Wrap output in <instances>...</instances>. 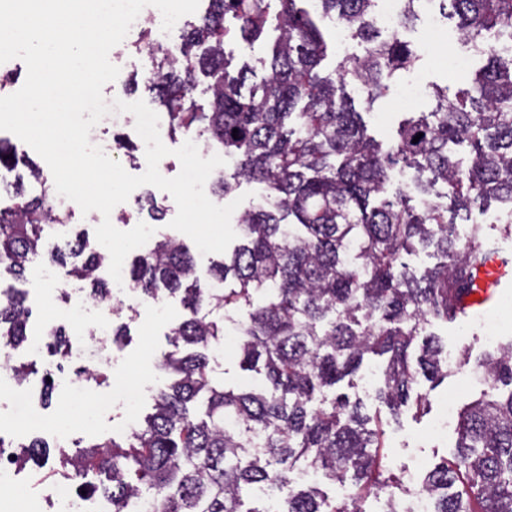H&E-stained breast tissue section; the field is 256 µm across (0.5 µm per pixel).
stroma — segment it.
<instances>
[{"label":"stroma","mask_w":512,"mask_h":512,"mask_svg":"<svg viewBox=\"0 0 512 512\" xmlns=\"http://www.w3.org/2000/svg\"><path fill=\"white\" fill-rule=\"evenodd\" d=\"M405 38L420 49L421 58L415 71L427 86L440 85L452 94L466 87L467 77L449 71L443 62L448 51L461 53L465 50L454 22H447L439 43L431 49L422 48L416 30L407 31ZM390 85L387 95L379 99L371 110L362 113L368 135L384 144L395 137L398 124L406 113L426 112L433 106V99L429 96L406 104L398 103L395 89L399 82L394 79ZM148 195L153 196L160 207L161 221H152L148 211L141 208V199ZM176 213V203L168 192L144 185L112 210L111 222L124 231L137 223L150 222L155 227L156 236L174 238L178 232L171 228L170 223ZM71 283V278L64 274L57 281H44L41 263H31L25 280L20 284L21 289L28 293V304L32 310L31 330H44V309L59 304L60 289ZM184 314L179 299L168 298L160 304L143 303L135 310L125 309L113 315L114 324H126L128 334L113 344L111 362L98 367L104 376L103 381L92 382L91 392L82 402H75L67 387L58 383L54 384L51 395H44L42 376L38 373L24 382L25 397L11 400L0 395V437L16 446L29 443L35 437L50 445L47 462L32 460L21 469L20 475L26 483L29 498L18 501L14 512H27L29 501L40 500L46 487L58 478L61 472L60 452L72 454L99 439L124 436L128 421L150 412L152 396L166 380L155 364L162 355L174 352L168 332ZM432 330L446 345L449 354L454 356L465 352L475 362L492 349L469 317L434 324ZM211 365L216 376L223 378L226 387L259 388L264 384L263 376L240 369L233 336H225L224 354L212 357ZM416 390L425 398L419 413H406L396 421L388 416L383 419V463L387 472L400 481L411 473L423 477L435 464L453 459L458 438L456 426H449L444 434L435 433L433 426L447 402L463 407L478 399L483 387L465 367L435 387L428 381H419ZM39 415L57 418L69 432V441H60L42 429L35 421Z\"/></svg>","instance_id":"stroma-1"}]
</instances>
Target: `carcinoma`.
<instances>
[{
  "mask_svg": "<svg viewBox=\"0 0 512 512\" xmlns=\"http://www.w3.org/2000/svg\"><path fill=\"white\" fill-rule=\"evenodd\" d=\"M205 2L176 47L143 31L149 74L132 81L155 93L170 131L207 134L234 159L231 179L216 184L220 195L242 180L264 184L266 194L237 224L231 252L212 264L218 289L201 283L174 238L134 256L127 277L143 300L178 297L188 311L168 334L186 352L157 363L172 381L125 440L90 444L65 462L82 480L99 478L112 512H136L145 498L153 512H349L348 504L380 493L391 506L398 484L383 477L382 420L334 389L376 358V397L396 419L421 409L419 377L448 378V350L428 328L462 316L459 302L484 254L480 225L464 241L455 226L495 201L512 228V54L499 46L512 35V0H437L486 64L455 97L436 90L434 110L404 120L386 148L366 134L345 87L355 85L370 108L419 55L399 37L378 39L375 0ZM310 2L322 19L346 24L365 54L323 73L327 45L303 8ZM266 37L261 80L249 82L255 71L246 66L231 73L230 46ZM200 75L210 79L208 112L193 101ZM464 146L472 148L466 164L457 158ZM19 161L0 140V168L12 172ZM397 167L416 173L423 209L401 191L386 197ZM14 198L0 209V283L24 279L39 254L63 265L70 257L67 274L90 285L91 299L108 301L101 249L82 236L66 253L48 245L45 227L67 220L55 191L27 199L18 183ZM420 248L438 258L422 271L401 261ZM4 295L0 343L19 350L30 339L27 291L9 284ZM228 322L241 369L263 375L264 388L234 391L212 377L210 351ZM478 367L491 386L460 415L455 469L438 465L421 484L435 512H512V339ZM45 447L34 439L11 461L23 464ZM310 469L349 483L346 502L336 507L316 488L294 486L292 474ZM249 487L280 507L246 506Z\"/></svg>",
  "mask_w": 512,
  "mask_h": 512,
  "instance_id": "carcinoma-1",
  "label": "carcinoma"
}]
</instances>
